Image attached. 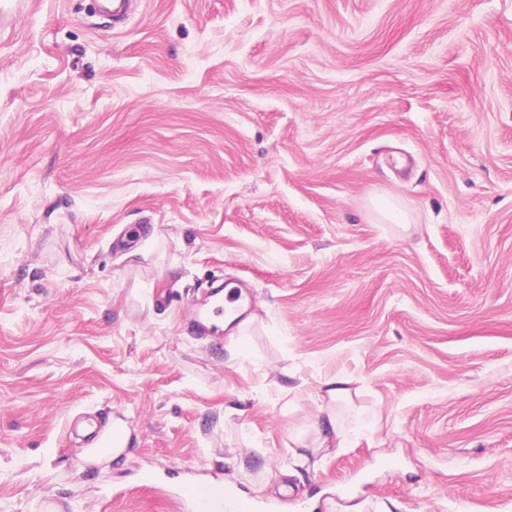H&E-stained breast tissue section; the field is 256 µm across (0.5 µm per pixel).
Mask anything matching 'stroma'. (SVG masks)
Listing matches in <instances>:
<instances>
[{
	"mask_svg": "<svg viewBox=\"0 0 512 512\" xmlns=\"http://www.w3.org/2000/svg\"><path fill=\"white\" fill-rule=\"evenodd\" d=\"M215 276L254 302L200 337ZM176 472L512 512V0H0V512H182ZM221 307L211 309L206 300L198 302V309L189 320V326L201 334H212L216 331V326L212 322L213 316L217 314ZM222 309V308H221ZM321 412L322 409H321ZM317 430L318 433L321 435L322 443L319 448H330L329 444L334 443L336 444V440L339 439V442L336 446V448H342V440H340L342 436L341 432V425L336 419V415L333 411L327 410L323 412L322 416L318 417L317 421ZM130 430L126 427L111 446H102L99 440H95L89 448H82L79 453L86 466L97 467L101 471L110 469L111 463L121 461L127 446L130 443Z\"/></svg>",
	"mask_w": 512,
	"mask_h": 512,
	"instance_id": "1",
	"label": "stroma"
}]
</instances>
